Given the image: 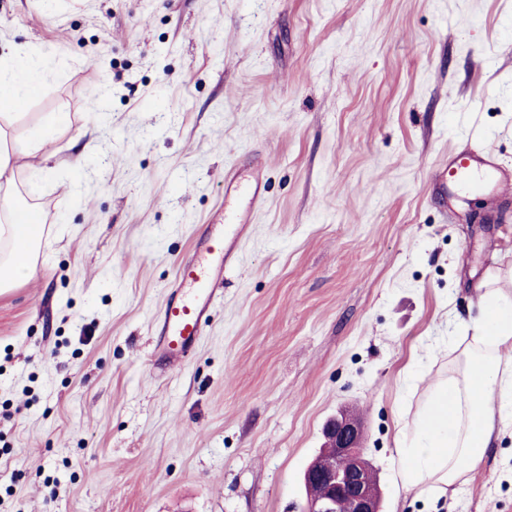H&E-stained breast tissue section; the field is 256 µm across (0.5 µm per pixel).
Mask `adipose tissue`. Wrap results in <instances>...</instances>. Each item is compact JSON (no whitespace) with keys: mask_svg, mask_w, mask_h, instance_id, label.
<instances>
[{"mask_svg":"<svg viewBox=\"0 0 512 512\" xmlns=\"http://www.w3.org/2000/svg\"><path fill=\"white\" fill-rule=\"evenodd\" d=\"M40 55L15 47L0 58V292L30 277L37 263L43 226L37 210H23L18 175L41 174L49 160L44 148L64 133L68 113L56 112L30 127L25 142L16 138L13 100L34 98L43 86ZM29 162L18 169L15 157ZM512 282V270L487 275L481 310L471 323L477 356L435 385L414 422L412 444L402 449V487L414 497H433L444 486L475 470L502 427L512 423V365L499 352L512 347V304L503 301L500 282Z\"/></svg>","mask_w":512,"mask_h":512,"instance_id":"adipose-tissue-1","label":"adipose tissue"}]
</instances>
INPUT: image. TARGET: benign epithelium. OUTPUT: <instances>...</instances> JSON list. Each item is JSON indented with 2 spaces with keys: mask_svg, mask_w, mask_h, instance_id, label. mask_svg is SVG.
Instances as JSON below:
<instances>
[{
  "mask_svg": "<svg viewBox=\"0 0 512 512\" xmlns=\"http://www.w3.org/2000/svg\"><path fill=\"white\" fill-rule=\"evenodd\" d=\"M329 465L304 473L303 512H381V491L360 443V425L350 416L323 430Z\"/></svg>",
  "mask_w": 512,
  "mask_h": 512,
  "instance_id": "7a95c632",
  "label": "benign epithelium"
}]
</instances>
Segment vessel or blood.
I'll return each mask as SVG.
<instances>
[{"mask_svg": "<svg viewBox=\"0 0 512 512\" xmlns=\"http://www.w3.org/2000/svg\"><path fill=\"white\" fill-rule=\"evenodd\" d=\"M511 181L512 174L502 169L496 155L485 148L456 153L440 163L434 174L436 186L474 193L489 194ZM224 189L244 197L245 212L225 215L223 221L212 225L207 239L179 260L172 290L155 318L156 350L171 365L183 362L204 335L217 286L235 260V248L248 216L266 200L260 181L239 184L231 169L225 173Z\"/></svg>", "mask_w": 512, "mask_h": 512, "instance_id": "vessel-or-blood-1", "label": "vessel or blood"}]
</instances>
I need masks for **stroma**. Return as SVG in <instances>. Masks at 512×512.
Instances as JSON below:
<instances>
[{"instance_id":"obj_1","label":"stroma","mask_w":512,"mask_h":512,"mask_svg":"<svg viewBox=\"0 0 512 512\" xmlns=\"http://www.w3.org/2000/svg\"><path fill=\"white\" fill-rule=\"evenodd\" d=\"M20 44L54 57L18 130L71 126L22 196L36 269L0 293V512H300L344 410L383 512H512V426L436 498L397 453L512 268V186L431 183L480 146L512 171V0H0V58ZM231 163L266 206L170 366L154 319Z\"/></svg>"}]
</instances>
